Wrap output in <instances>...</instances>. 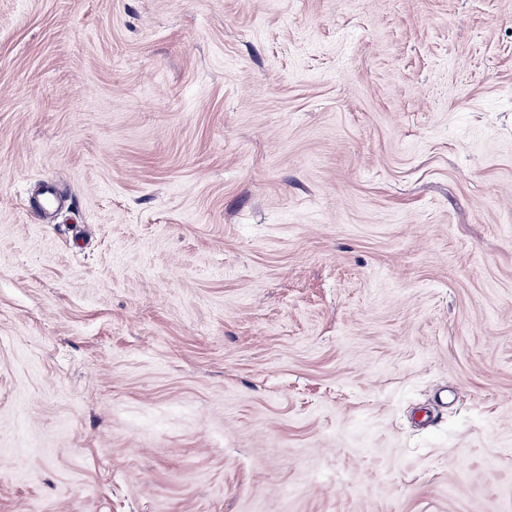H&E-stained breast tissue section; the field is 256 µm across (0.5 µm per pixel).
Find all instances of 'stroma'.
I'll use <instances>...</instances> for the list:
<instances>
[{"instance_id": "stroma-1", "label": "stroma", "mask_w": 512, "mask_h": 512, "mask_svg": "<svg viewBox=\"0 0 512 512\" xmlns=\"http://www.w3.org/2000/svg\"><path fill=\"white\" fill-rule=\"evenodd\" d=\"M0 512H512V0H0Z\"/></svg>"}]
</instances>
